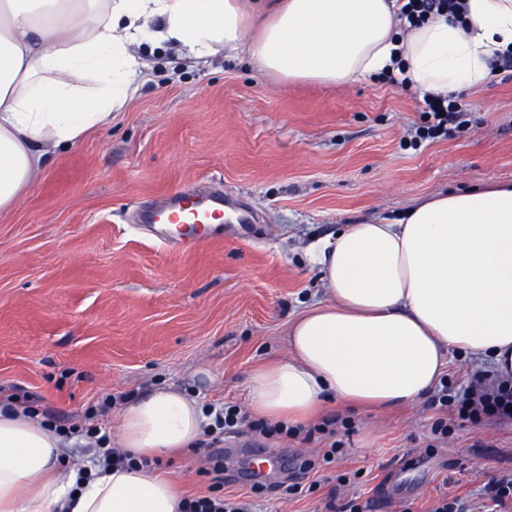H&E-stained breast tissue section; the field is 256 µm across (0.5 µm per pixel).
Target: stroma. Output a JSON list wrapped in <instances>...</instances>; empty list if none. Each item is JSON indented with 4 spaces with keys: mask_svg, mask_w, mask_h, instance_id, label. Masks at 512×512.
I'll list each match as a JSON object with an SVG mask.
<instances>
[{
    "mask_svg": "<svg viewBox=\"0 0 512 512\" xmlns=\"http://www.w3.org/2000/svg\"><path fill=\"white\" fill-rule=\"evenodd\" d=\"M148 68L126 105L82 140L52 151L14 207L0 212V395L37 405L57 426L95 413L119 448L125 408L174 388L204 410L239 406L257 419L248 379L285 358V332L327 301L312 245L349 225L395 220L418 198L512 181V70L459 92L469 124L409 144L424 124L420 91L379 78L349 87L279 84L244 56L195 64L175 48L134 46ZM223 185L260 222L176 254L134 222L140 202L177 188ZM429 397L387 409L326 397L311 425L335 417L336 473L284 497L266 480L260 512H325L329 495L371 512H426L512 469V421L451 422L428 436ZM244 440L288 461L324 439ZM182 495L206 492L197 447L164 455Z\"/></svg>",
    "mask_w": 512,
    "mask_h": 512,
    "instance_id": "35a3bbf8",
    "label": "stroma"
}]
</instances>
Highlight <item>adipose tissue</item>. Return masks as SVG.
Segmentation results:
<instances>
[{"label":"adipose tissue","instance_id":"ef3b65f1","mask_svg":"<svg viewBox=\"0 0 512 512\" xmlns=\"http://www.w3.org/2000/svg\"><path fill=\"white\" fill-rule=\"evenodd\" d=\"M462 16L409 27L398 0H0V211L52 149L79 141L137 89L129 50L168 43L205 60L247 54L281 84L350 85L402 63L412 88L484 84L512 51V0H464ZM90 76L87 85L75 83ZM314 260L328 303L301 313L288 356L255 369L252 406L309 416L322 395L383 406L431 390L456 349L512 380V182L418 199L394 222L354 224ZM206 417L177 390L136 399L120 437L137 456L190 447ZM63 441L41 417L0 405V512H180L163 473L61 471Z\"/></svg>","mask_w":512,"mask_h":512}]
</instances>
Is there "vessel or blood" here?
<instances>
[{"label": "vessel or blood", "instance_id": "1", "mask_svg": "<svg viewBox=\"0 0 512 512\" xmlns=\"http://www.w3.org/2000/svg\"><path fill=\"white\" fill-rule=\"evenodd\" d=\"M138 222L161 246L180 251L213 237L215 221H243L237 202L223 191L194 195L181 190L168 192L149 207L139 210Z\"/></svg>", "mask_w": 512, "mask_h": 512}]
</instances>
